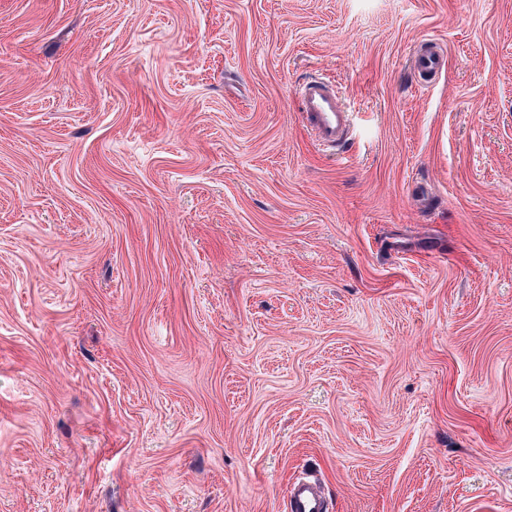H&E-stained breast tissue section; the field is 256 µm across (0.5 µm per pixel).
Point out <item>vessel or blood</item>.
<instances>
[{
  "instance_id": "b4317fda",
  "label": "vessel or blood",
  "mask_w": 512,
  "mask_h": 512,
  "mask_svg": "<svg viewBox=\"0 0 512 512\" xmlns=\"http://www.w3.org/2000/svg\"><path fill=\"white\" fill-rule=\"evenodd\" d=\"M412 66L428 82L445 69L446 57L426 41L414 53ZM296 97L302 123L317 145L326 151L341 152L352 125V114L342 92L330 81L315 79L300 85ZM288 512H329V506L315 481L298 480L289 490Z\"/></svg>"
}]
</instances>
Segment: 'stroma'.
<instances>
[{"instance_id":"obj_1","label":"stroma","mask_w":512,"mask_h":512,"mask_svg":"<svg viewBox=\"0 0 512 512\" xmlns=\"http://www.w3.org/2000/svg\"><path fill=\"white\" fill-rule=\"evenodd\" d=\"M310 474L512 512V0H0V512H287ZM413 69L425 82L441 74L446 67L444 53L429 41H424L412 57ZM305 129L325 151L340 153L350 138L352 113L342 92L330 81L315 79L296 90Z\"/></svg>"}]
</instances>
